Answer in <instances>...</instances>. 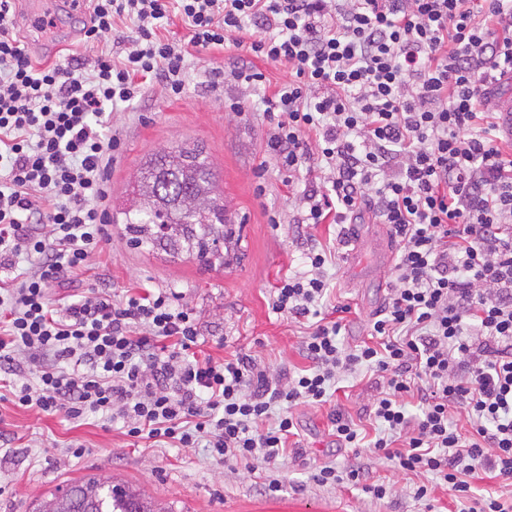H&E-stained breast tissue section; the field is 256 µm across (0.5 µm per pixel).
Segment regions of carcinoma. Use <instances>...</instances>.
<instances>
[{"instance_id": "1", "label": "carcinoma", "mask_w": 512, "mask_h": 512, "mask_svg": "<svg viewBox=\"0 0 512 512\" xmlns=\"http://www.w3.org/2000/svg\"><path fill=\"white\" fill-rule=\"evenodd\" d=\"M136 199L123 212L129 242L182 254L204 267L224 265L228 218L203 147L180 146L152 156L141 169ZM35 512H157L132 488L89 477L56 490Z\"/></svg>"}]
</instances>
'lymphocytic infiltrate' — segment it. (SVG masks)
<instances>
[{"label": "lymphocytic infiltrate", "mask_w": 512, "mask_h": 512, "mask_svg": "<svg viewBox=\"0 0 512 512\" xmlns=\"http://www.w3.org/2000/svg\"><path fill=\"white\" fill-rule=\"evenodd\" d=\"M87 40L102 44L130 20L122 54L38 62L16 32L15 0H0V269L36 258L0 290V364H36L15 403L46 414H101L130 436L199 437L219 459L283 457L291 406L328 402L340 374L363 366L380 390L371 443L397 470L429 474L468 512H512L474 496L470 477L512 479V141L496 92L512 78V0H90ZM184 23L187 44L168 37ZM246 47L291 79L265 97L278 113L270 158L294 179L310 155L329 175L305 196L306 224H343L364 208L397 245L396 286L370 337L353 348L342 323L321 320L301 344L307 365L273 373L251 355L218 363L192 355L198 328L173 292L83 296L53 307L110 236L107 176L120 146L112 110L161 79L185 92L186 49ZM286 276L275 312L315 316L327 256ZM421 413L409 417L405 397ZM287 404L274 426V405ZM464 410L469 434L452 427Z\"/></svg>", "instance_id": "lymphocytic-infiltrate-1"}]
</instances>
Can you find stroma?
I'll return each instance as SVG.
<instances>
[{"label":"stroma","mask_w":512,"mask_h":512,"mask_svg":"<svg viewBox=\"0 0 512 512\" xmlns=\"http://www.w3.org/2000/svg\"><path fill=\"white\" fill-rule=\"evenodd\" d=\"M249 60V53L233 46L219 52L190 48L181 98L170 97L161 82L151 80L138 102L113 112L112 132L121 146L108 174L111 236L79 275L53 288L51 299L60 307L74 293L107 294L119 301L130 291L168 289L176 304L192 309L203 355L221 361L242 352L272 372L301 369L306 361L300 346L310 322L274 312V286L285 275L307 271L310 247L330 251L324 267L329 290L320 310L328 317L333 308H345L341 339L352 347L366 339L370 320L385 308L397 250L387 226L371 213L351 225L341 241L336 225L300 223L305 193L328 171L313 157L288 184L268 162L270 119L262 98L287 82L288 70L263 65L268 82L254 88L230 75ZM216 67L227 73L217 90L210 86ZM243 100L250 102L249 111H230L231 103ZM196 141L210 155L217 192L234 229L226 265L209 270L162 251L131 247L117 222L149 157ZM376 393L374 376L364 369L343 378L326 404L293 407L294 450L276 464L258 462L251 468L164 437L127 436L119 420L48 415L2 399L0 512H32L55 489L90 476L128 483L173 512H461V502L446 486H436L430 500L417 498L423 476L395 470L368 449L337 446L329 420L334 410L368 438L377 436L378 426L366 414ZM324 464L340 471L365 467L370 480L387 483L388 493L376 500L358 485L317 484L312 475Z\"/></svg>","instance_id":"1"}]
</instances>
